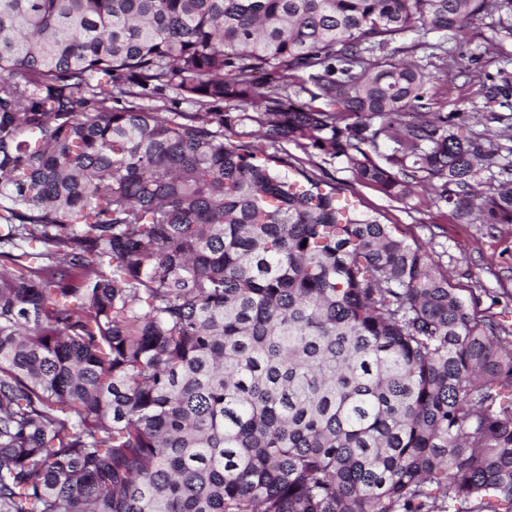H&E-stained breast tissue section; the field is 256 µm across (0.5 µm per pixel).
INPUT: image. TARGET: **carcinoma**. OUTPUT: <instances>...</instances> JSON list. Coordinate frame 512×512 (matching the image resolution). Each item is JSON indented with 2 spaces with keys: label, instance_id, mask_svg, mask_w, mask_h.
Returning <instances> with one entry per match:
<instances>
[{
  "label": "carcinoma",
  "instance_id": "1",
  "mask_svg": "<svg viewBox=\"0 0 512 512\" xmlns=\"http://www.w3.org/2000/svg\"><path fill=\"white\" fill-rule=\"evenodd\" d=\"M506 4L0 0V512H512V331L245 141L512 224L488 134L374 56Z\"/></svg>",
  "mask_w": 512,
  "mask_h": 512
}]
</instances>
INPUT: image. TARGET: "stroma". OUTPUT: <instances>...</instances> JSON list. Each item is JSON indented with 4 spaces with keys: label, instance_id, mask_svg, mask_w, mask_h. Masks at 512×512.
<instances>
[{
    "label": "stroma",
    "instance_id": "stroma-1",
    "mask_svg": "<svg viewBox=\"0 0 512 512\" xmlns=\"http://www.w3.org/2000/svg\"><path fill=\"white\" fill-rule=\"evenodd\" d=\"M417 40L411 31L395 44L408 48V60L424 72L440 77L443 91L434 109L450 113L462 129L489 131L494 150L512 162V6L483 16L462 34H428V42L445 43L446 58L417 47ZM279 148L334 184L361 213L421 245L433 271L447 277L479 319L512 329V224L471 222L430 191L394 199L358 181L341 159L316 151L304 155L291 142Z\"/></svg>",
    "mask_w": 512,
    "mask_h": 512
}]
</instances>
